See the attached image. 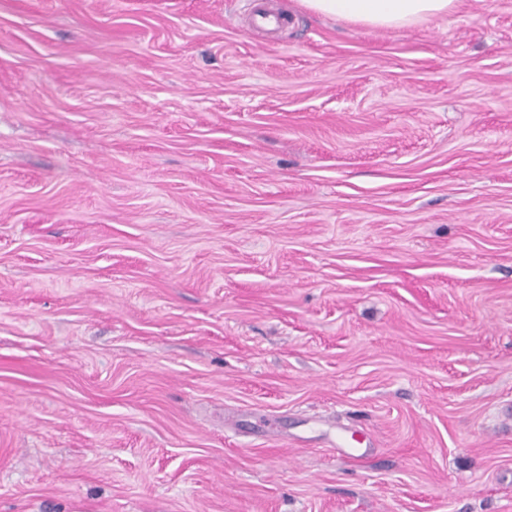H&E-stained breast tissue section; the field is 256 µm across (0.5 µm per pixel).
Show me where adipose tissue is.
Returning <instances> with one entry per match:
<instances>
[{
	"label": "adipose tissue",
	"instance_id": "1",
	"mask_svg": "<svg viewBox=\"0 0 512 512\" xmlns=\"http://www.w3.org/2000/svg\"><path fill=\"white\" fill-rule=\"evenodd\" d=\"M306 10L330 19L378 29H399L453 12L460 0H298Z\"/></svg>",
	"mask_w": 512,
	"mask_h": 512
}]
</instances>
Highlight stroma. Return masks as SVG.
<instances>
[{
    "instance_id": "1",
    "label": "stroma",
    "mask_w": 512,
    "mask_h": 512,
    "mask_svg": "<svg viewBox=\"0 0 512 512\" xmlns=\"http://www.w3.org/2000/svg\"><path fill=\"white\" fill-rule=\"evenodd\" d=\"M0 0V512H512V0ZM306 10L330 19L378 29H399L453 12L460 0H298Z\"/></svg>"
}]
</instances>
